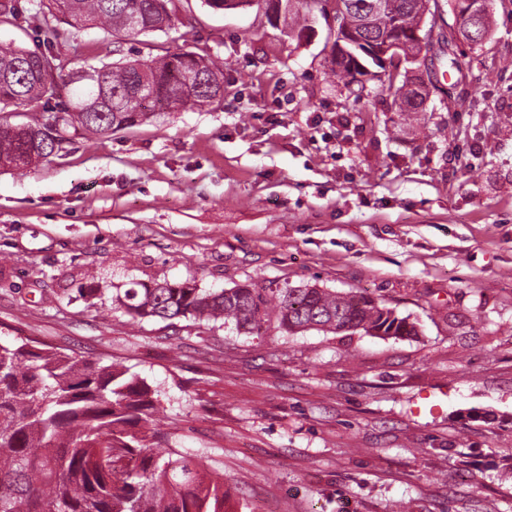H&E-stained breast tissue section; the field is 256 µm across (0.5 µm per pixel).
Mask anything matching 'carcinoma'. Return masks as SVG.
<instances>
[{
	"label": "carcinoma",
	"mask_w": 512,
	"mask_h": 512,
	"mask_svg": "<svg viewBox=\"0 0 512 512\" xmlns=\"http://www.w3.org/2000/svg\"><path fill=\"white\" fill-rule=\"evenodd\" d=\"M172 0H40L41 29L55 32V11L75 24L92 20L121 45L128 37L165 32L172 27ZM322 0H284L288 28L302 36L301 10ZM350 3L337 15L341 25L358 26L366 0ZM425 0H388L375 19L376 31L403 39L404 56L420 47L413 34L422 21ZM19 0L0 3V22L20 26ZM140 19L137 29L129 17ZM38 52L0 46V69L27 61L11 82H0V112L41 103V115L67 136L102 137L133 127L158 112L187 106H219L218 87L206 85L176 93L171 83H196L201 75L224 82V71L188 51L159 60L125 57L88 64L81 72L57 65L52 78L70 86L69 97L55 105L43 91ZM375 66L357 56L337 73L350 86L354 74ZM153 89L146 97L141 87ZM398 111L424 112L429 91L418 84L396 89ZM61 149L33 123H0V165L26 166L47 160ZM112 303L135 322L193 319L234 326L239 334L264 336L272 329L297 335L311 330L325 334L362 331L371 336H416L418 328L382 300L353 292L310 285L283 287L254 282L209 291L193 282L136 283ZM160 390L121 362L92 360L53 352L28 343H0V512H237L249 508L230 501L224 477L207 470L202 459L170 452L158 457L150 441L157 434L153 414Z\"/></svg>",
	"instance_id": "cac0c4a2"
}]
</instances>
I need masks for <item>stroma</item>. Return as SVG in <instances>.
I'll use <instances>...</instances> for the list:
<instances>
[{
	"instance_id": "obj_1",
	"label": "stroma",
	"mask_w": 512,
	"mask_h": 512,
	"mask_svg": "<svg viewBox=\"0 0 512 512\" xmlns=\"http://www.w3.org/2000/svg\"><path fill=\"white\" fill-rule=\"evenodd\" d=\"M175 5L123 52L222 64V105L0 166V340L146 377L172 433L156 451L201 456L253 512H512V0L457 67L437 60L415 120L333 74V10L295 39L260 0ZM54 27L66 69L112 61L103 30ZM185 280L358 292L419 333L256 337L112 304Z\"/></svg>"
}]
</instances>
